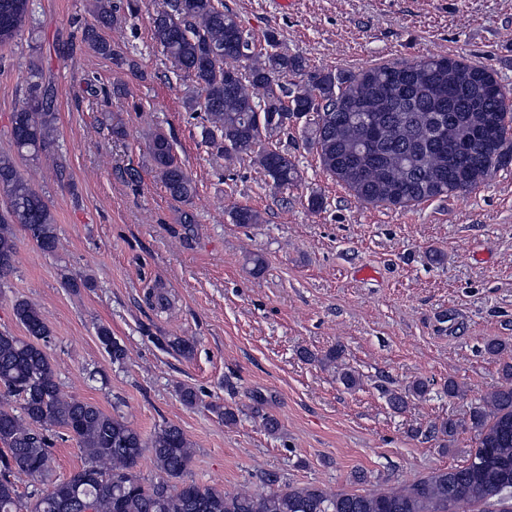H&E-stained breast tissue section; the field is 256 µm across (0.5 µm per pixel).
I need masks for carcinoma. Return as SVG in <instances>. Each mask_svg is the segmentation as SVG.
I'll list each match as a JSON object with an SVG mask.
<instances>
[{"mask_svg":"<svg viewBox=\"0 0 512 512\" xmlns=\"http://www.w3.org/2000/svg\"><path fill=\"white\" fill-rule=\"evenodd\" d=\"M98 25L117 21L112 0H96ZM32 21L30 0H0V44ZM155 41L172 66L196 84L199 94L187 100L191 118L205 123L207 143L226 159L256 155L278 186L298 181L288 155L269 144L288 112H307L305 133L316 147L323 168L360 202L405 209L421 202L469 192L492 176L475 161L500 155L497 165H512V139L484 130L512 124V107L489 96L498 84L494 72L460 56H432L413 62L374 65L357 73L310 70L306 60L281 48L269 31L264 47L245 34L238 18L221 9L219 0H164L151 16ZM84 41L94 52L112 56V45L96 29ZM302 77L288 91L280 79ZM58 90L44 83L38 68L30 70L24 102L12 113L10 139L19 153L33 155L55 142ZM442 115V122L433 118ZM470 145L473 157H448V146ZM150 153L165 189L187 203L195 193L191 178L177 162L163 133ZM0 272L17 258V232L41 251L58 249L59 238L45 198L15 166L0 155ZM234 223L257 224L260 215L238 207ZM20 337L0 331V398L17 397L21 413L0 408V512H509L512 508V364L502 366L504 384L480 399L470 414L475 448L467 463L435 469L399 488L366 493L330 492L315 485L280 484L275 472L262 476L265 489L226 493L184 479L192 448L182 429L169 423L146 440L122 416L65 394L44 350L51 335L40 311L18 300ZM98 340L112 360L125 357L124 347L107 326ZM160 344L189 358L193 342L165 338ZM429 383L419 379L390 394L397 410L423 397ZM65 428L85 459L84 467L65 481L35 488L24 501L12 477L42 478L51 467L50 428ZM149 451L162 478L145 484L136 471Z\"/></svg>","mask_w":512,"mask_h":512,"instance_id":"carcinoma-1","label":"carcinoma"}]
</instances>
